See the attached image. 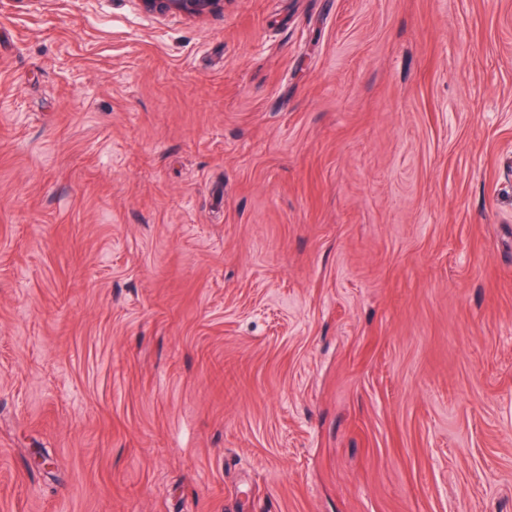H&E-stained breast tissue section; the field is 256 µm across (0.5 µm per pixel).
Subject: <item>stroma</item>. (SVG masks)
<instances>
[{
	"instance_id": "obj_1",
	"label": "stroma",
	"mask_w": 512,
	"mask_h": 512,
	"mask_svg": "<svg viewBox=\"0 0 512 512\" xmlns=\"http://www.w3.org/2000/svg\"><path fill=\"white\" fill-rule=\"evenodd\" d=\"M0 512H512V0H0ZM141 8L158 16L200 18L224 9V0H138Z\"/></svg>"
}]
</instances>
